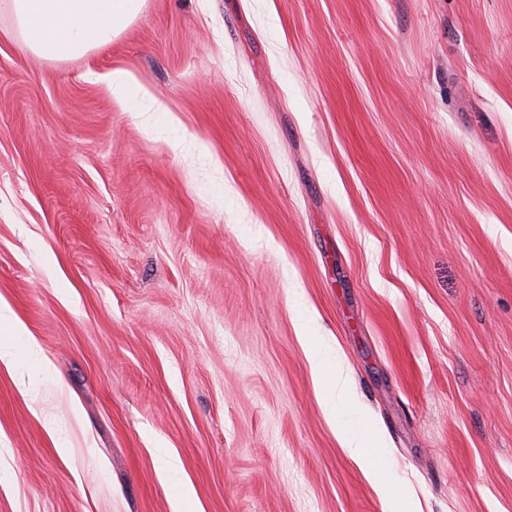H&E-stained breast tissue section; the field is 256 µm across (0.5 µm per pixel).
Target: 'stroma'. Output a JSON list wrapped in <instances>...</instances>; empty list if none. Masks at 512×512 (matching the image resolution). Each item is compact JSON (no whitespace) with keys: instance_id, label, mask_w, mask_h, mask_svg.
Instances as JSON below:
<instances>
[{"instance_id":"35a3bbf8","label":"stroma","mask_w":512,"mask_h":512,"mask_svg":"<svg viewBox=\"0 0 512 512\" xmlns=\"http://www.w3.org/2000/svg\"><path fill=\"white\" fill-rule=\"evenodd\" d=\"M0 298V512H384L304 315L415 512H512V0L1 13ZM146 0H1L25 45L46 59H77L110 46ZM0 362L10 366L15 359V348L24 334L10 316V307L0 301Z\"/></svg>"}]
</instances>
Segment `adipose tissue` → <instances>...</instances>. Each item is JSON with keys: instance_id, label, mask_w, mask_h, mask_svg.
<instances>
[{"instance_id": "adipose-tissue-1", "label": "adipose tissue", "mask_w": 512, "mask_h": 512, "mask_svg": "<svg viewBox=\"0 0 512 512\" xmlns=\"http://www.w3.org/2000/svg\"><path fill=\"white\" fill-rule=\"evenodd\" d=\"M145 0H0V10L12 13L25 45L46 59H77L110 46L137 17ZM308 360L325 391V408L342 420L345 446L362 460L389 501L390 512H410L394 480L384 476V463L375 453L377 434L371 424L356 420L351 387L316 328L302 326Z\"/></svg>"}]
</instances>
